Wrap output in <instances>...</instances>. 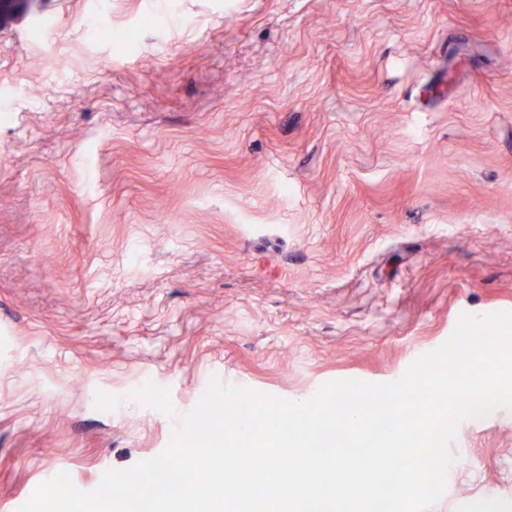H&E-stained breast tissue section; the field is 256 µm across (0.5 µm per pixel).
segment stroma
Masks as SVG:
<instances>
[{"instance_id": "stroma-1", "label": "stroma", "mask_w": 512, "mask_h": 512, "mask_svg": "<svg viewBox=\"0 0 512 512\" xmlns=\"http://www.w3.org/2000/svg\"><path fill=\"white\" fill-rule=\"evenodd\" d=\"M498 311L512 0L0 13V512L157 456L212 376L389 383ZM452 450L429 512H512V411Z\"/></svg>"}]
</instances>
